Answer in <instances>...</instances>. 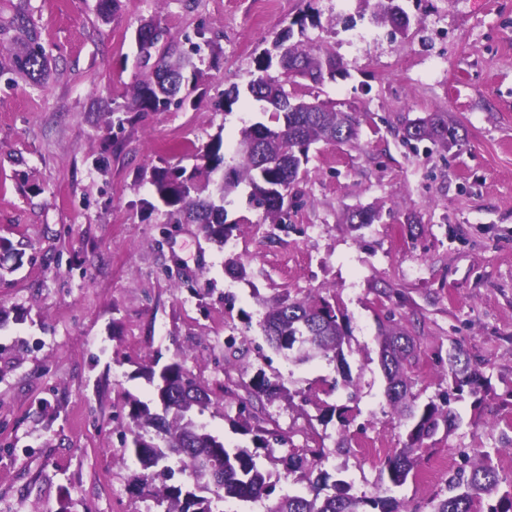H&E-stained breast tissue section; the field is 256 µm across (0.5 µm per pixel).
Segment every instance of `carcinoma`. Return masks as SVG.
I'll return each instance as SVG.
<instances>
[{"instance_id": "carcinoma-1", "label": "carcinoma", "mask_w": 512, "mask_h": 512, "mask_svg": "<svg viewBox=\"0 0 512 512\" xmlns=\"http://www.w3.org/2000/svg\"><path fill=\"white\" fill-rule=\"evenodd\" d=\"M12 14L0 17V79L9 85L22 80L31 87L44 86L50 76V56L40 33L29 15L28 0L11 4ZM291 29L280 32L272 48L258 60V70L265 72L280 58L285 77H299L315 84L344 74L335 56L303 49L289 43ZM188 47L168 40L161 23L150 20L138 32V65L144 78L131 90L127 112H168L180 107L181 96L189 80L196 77L194 57L201 44L185 38ZM247 93L270 106V124L255 123L240 131L236 153L239 167L224 170V141L218 135L197 157L199 168L184 167L154 170L155 192L169 208L175 223L200 226L206 239L224 244L236 225L226 223L224 201L240 184L250 187V200L265 208L274 221L284 222L288 210L286 191L298 179L302 164L308 161L310 146L347 143L357 138L359 119L351 112L323 109L318 103L293 99L283 84L260 76L250 82ZM404 143L428 140L444 148L458 145V131L439 112L408 122L402 129ZM261 326L267 341L277 352L307 362L316 356H332L341 367L347 362L343 344L350 336V319L338 306L326 299L314 303L274 299L266 304ZM380 363L386 378L388 404L399 411L406 427L402 446L385 459L380 476L394 487H401L414 475L426 441L440 428L450 432L462 425L461 415L451 403L467 391L480 394L486 378L478 365L471 364L462 349L448 354V387L441 399L417 404L412 392L409 370L415 360L414 339L403 329L380 324ZM141 375L154 389V398L142 401L129 397V418L137 432L132 441L139 468L129 480V490L152 498L162 512H216L214 502L228 497L243 501H267L275 486L270 471L257 464V450L272 444H285L283 434L257 424L259 406L277 398L284 384L260 372L244 384L248 397L241 400L236 417L230 422L252 435L254 449H228L224 441L211 434L195 417L213 405L210 394L188 370L184 361L174 360L160 370L149 366ZM346 405H328L322 420L337 419L340 439L345 445L351 424ZM179 458L180 472L187 482L169 484L171 457ZM466 464L448 475L447 495L432 505V512H512V481L500 490L503 479L490 462V452L470 448L463 454ZM328 458L324 443L308 444L276 459L284 477L310 479L314 469ZM333 493L320 496L318 487L310 494L286 493L266 505V512H407L404 502L376 494L355 496L350 485L337 480Z\"/></svg>"}]
</instances>
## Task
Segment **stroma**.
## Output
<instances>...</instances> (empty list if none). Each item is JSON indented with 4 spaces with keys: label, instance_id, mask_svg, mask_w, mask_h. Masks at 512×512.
<instances>
[{
    "label": "stroma",
    "instance_id": "1",
    "mask_svg": "<svg viewBox=\"0 0 512 512\" xmlns=\"http://www.w3.org/2000/svg\"><path fill=\"white\" fill-rule=\"evenodd\" d=\"M51 53L45 87L0 82V239L24 253L0 273V512H159L131 494L127 396L147 399L137 372L182 357L212 393L199 421L226 445L250 446L232 426L243 381L262 372L286 393L263 425L293 446L323 439V469L353 495L381 488L379 474L404 435L388 406L377 319L414 336L412 391L446 390L441 363L461 346L484 371L465 419L427 442L417 475L393 497L431 512L446 492L457 448L493 450L512 480V0H405L407 35L364 17L363 0H119L110 23L98 0H30ZM160 19L170 40L204 31L201 71L186 104L114 115L140 78L136 34ZM334 54L346 77L288 84L294 96L356 113L357 140L312 145L272 223L240 186L226 203L235 230L226 245L195 224L170 222L152 184L155 169L193 168L198 149L224 139L236 166L246 125L267 122L262 103L224 107L231 86L258 77L275 36ZM443 113L459 146H405L407 121ZM367 210L371 223L354 228ZM247 278L230 275L228 258ZM320 297L350 318L348 370L317 358L296 364L268 344L266 301ZM236 338L246 357L225 359ZM349 375L357 392L330 384ZM350 403L348 449L327 403Z\"/></svg>",
    "mask_w": 512,
    "mask_h": 512
}]
</instances>
